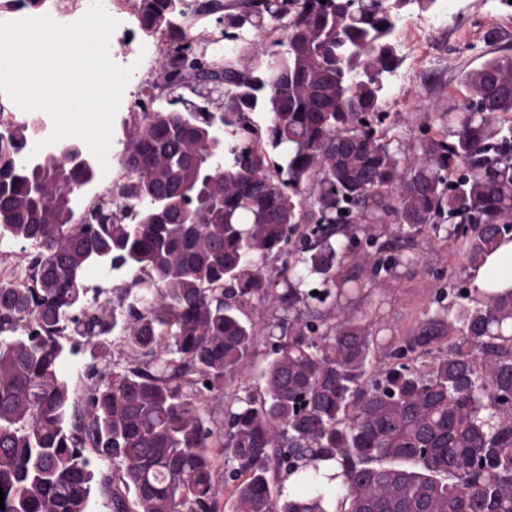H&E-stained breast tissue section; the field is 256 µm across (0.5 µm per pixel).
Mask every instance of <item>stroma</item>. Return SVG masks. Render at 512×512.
Segmentation results:
<instances>
[{
    "label": "stroma",
    "mask_w": 512,
    "mask_h": 512,
    "mask_svg": "<svg viewBox=\"0 0 512 512\" xmlns=\"http://www.w3.org/2000/svg\"><path fill=\"white\" fill-rule=\"evenodd\" d=\"M396 38L402 64L390 85L384 126L405 148L426 132L427 116L465 101L466 73L489 57L512 55V0H456L453 16L442 25L432 16L408 12L400 19ZM408 252L423 257V270L398 268L387 288H366L341 299L346 312L378 328L380 344L375 356L383 363L424 314L435 309L438 288L473 285L472 268L454 239L425 232L413 237ZM270 348L268 336H259L258 355L249 373L226 386L223 394L208 398L210 426L223 422L225 409L239 387L259 385Z\"/></svg>",
    "instance_id": "35a3bbf8"
}]
</instances>
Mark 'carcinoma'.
Returning a JSON list of instances; mask_svg holds the SVG:
<instances>
[{
    "mask_svg": "<svg viewBox=\"0 0 512 512\" xmlns=\"http://www.w3.org/2000/svg\"><path fill=\"white\" fill-rule=\"evenodd\" d=\"M437 8L136 0L139 29L165 39L163 81L138 100L112 200L77 223L94 170L65 150L83 144L30 163L34 121L0 134V237L29 264L0 281V512H89L100 460L123 465L138 512H217L213 448L232 512H512V288L439 289L385 366L373 324L323 310L338 284L381 288L419 266L402 254L412 233L461 239L471 266L512 239V56L470 71L466 101L435 113L410 156L378 128L396 21ZM244 33L208 54L210 37ZM207 87L216 111L198 112L184 92ZM361 234L374 253L352 251ZM347 261L362 278L340 277ZM94 266L123 273L110 313L86 303ZM255 302L278 313L263 386L212 428L204 400L253 364ZM110 335L128 358L101 369ZM88 345L100 354L78 393L61 365ZM212 454L215 458L213 482L220 492L219 511L217 512H229L233 485L232 482L228 480V474L224 471V455H222L221 448H213ZM225 503H227L226 506H224Z\"/></svg>",
    "mask_w": 512,
    "mask_h": 512,
    "instance_id": "1",
    "label": "carcinoma"
}]
</instances>
